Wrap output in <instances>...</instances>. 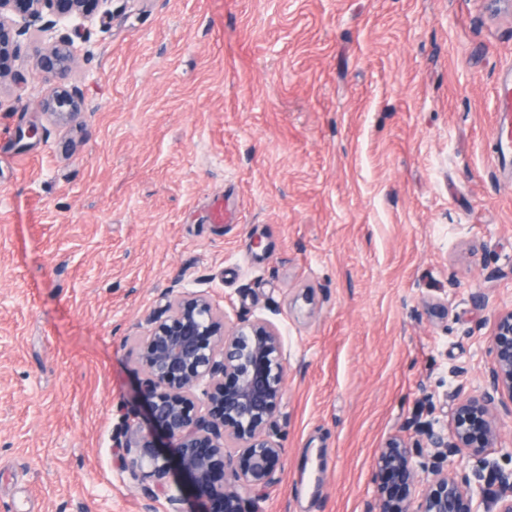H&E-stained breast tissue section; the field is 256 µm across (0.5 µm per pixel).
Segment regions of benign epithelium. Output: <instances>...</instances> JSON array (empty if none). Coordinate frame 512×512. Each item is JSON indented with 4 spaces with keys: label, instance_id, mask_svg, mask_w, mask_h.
Instances as JSON below:
<instances>
[{
    "label": "benign epithelium",
    "instance_id": "benign-epithelium-1",
    "mask_svg": "<svg viewBox=\"0 0 512 512\" xmlns=\"http://www.w3.org/2000/svg\"><path fill=\"white\" fill-rule=\"evenodd\" d=\"M85 0H0V74L18 60L14 38L29 36L38 66L54 82L51 104L73 112L85 108L76 86L67 83L84 50ZM138 358L147 374L142 398L147 424L126 421L119 471L142 484L146 498L165 500L167 512H182L169 494L177 473L211 512H250L263 496L281 459L272 438L285 395V354L278 328L241 318L226 326L224 308L205 291H184L167 300L151 320ZM493 366L482 390L458 399L450 434L427 427L434 449L419 459L408 442L393 437L374 461V495L366 512H512V472L496 468L487 451L497 440L492 409L512 416V308L495 319L490 339ZM465 449L476 462L475 480L460 478L440 460ZM489 478H484V471Z\"/></svg>",
    "mask_w": 512,
    "mask_h": 512
}]
</instances>
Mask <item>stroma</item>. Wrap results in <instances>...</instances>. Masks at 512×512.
Segmentation results:
<instances>
[{"label":"stroma","instance_id":"1","mask_svg":"<svg viewBox=\"0 0 512 512\" xmlns=\"http://www.w3.org/2000/svg\"><path fill=\"white\" fill-rule=\"evenodd\" d=\"M71 84L0 79V512H145L115 439L165 292L277 326L256 512H366L512 307V0H109ZM37 125L27 145L19 130Z\"/></svg>","mask_w":512,"mask_h":512}]
</instances>
